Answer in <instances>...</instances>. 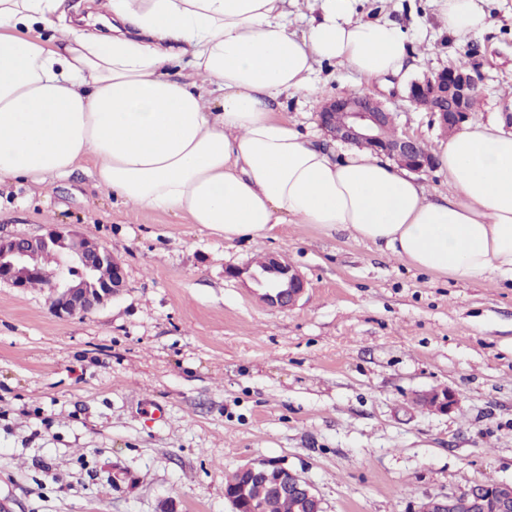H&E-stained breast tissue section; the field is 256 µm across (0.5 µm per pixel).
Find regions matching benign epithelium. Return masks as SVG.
Returning a JSON list of instances; mask_svg holds the SVG:
<instances>
[{
  "mask_svg": "<svg viewBox=\"0 0 512 512\" xmlns=\"http://www.w3.org/2000/svg\"><path fill=\"white\" fill-rule=\"evenodd\" d=\"M476 79L468 71L444 68L435 75L410 83L409 99L418 108L438 118L445 135L460 131L474 111L477 101ZM317 119L324 135L331 141L360 145L383 154L413 172L433 168L429 151L420 139L403 133L387 136L391 113L371 96L346 95L324 100ZM57 259L49 278L51 306L59 318L87 314L124 287L121 263L112 251L86 237L60 228L49 230L39 238L0 237V282L19 290L44 275L41 259ZM267 272L276 276L280 289L262 294L273 307L290 308L305 293L307 283L287 260L269 256ZM419 405L431 413H447L456 403L448 388L433 389L418 396ZM240 481L231 493H224L232 512H243L251 503L253 487L262 486L274 496L292 498L299 512H326L322 498L313 485L300 474L274 461L247 463L239 467ZM497 483H478L461 493L428 497L414 512H512V498L498 494Z\"/></svg>",
  "mask_w": 512,
  "mask_h": 512,
  "instance_id": "obj_1",
  "label": "benign epithelium"
}]
</instances>
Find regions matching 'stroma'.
I'll use <instances>...</instances> for the list:
<instances>
[{"instance_id": "35a3bbf8", "label": "stroma", "mask_w": 512, "mask_h": 512, "mask_svg": "<svg viewBox=\"0 0 512 512\" xmlns=\"http://www.w3.org/2000/svg\"><path fill=\"white\" fill-rule=\"evenodd\" d=\"M482 6L490 27L458 38L434 0H357L358 17L400 24L414 54L371 84L320 63L321 98L373 96L436 148L439 124L408 86L463 62L481 77L471 122L502 120L512 0ZM55 225L112 250L125 287L60 318L48 289L0 285V512H231L225 476L266 460L310 481L326 512H413L512 484V287L421 272L313 224L228 241L122 205L83 168L0 186V236ZM271 253L308 282L293 309L265 305L250 277ZM436 388L455 392L450 412L417 405Z\"/></svg>"}]
</instances>
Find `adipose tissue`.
<instances>
[{
	"label": "adipose tissue",
	"mask_w": 512,
	"mask_h": 512,
	"mask_svg": "<svg viewBox=\"0 0 512 512\" xmlns=\"http://www.w3.org/2000/svg\"><path fill=\"white\" fill-rule=\"evenodd\" d=\"M318 2L299 34L288 0H105L102 37L66 23L64 0H0V185L88 162L122 204L228 240L314 224L423 272L512 286V134L477 123L443 142L433 157L447 188L434 194L370 149L336 156L270 109L315 92L319 62L377 82L411 53L397 26L356 17V0ZM439 2L449 34L489 25L481 0Z\"/></svg>",
	"instance_id": "obj_1"
}]
</instances>
